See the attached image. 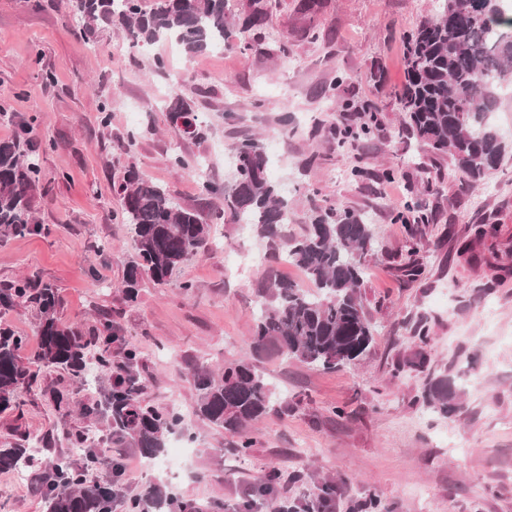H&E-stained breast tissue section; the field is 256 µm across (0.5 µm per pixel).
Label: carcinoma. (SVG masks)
Listing matches in <instances>:
<instances>
[{"mask_svg": "<svg viewBox=\"0 0 512 512\" xmlns=\"http://www.w3.org/2000/svg\"><path fill=\"white\" fill-rule=\"evenodd\" d=\"M435 13L425 17L406 37L405 73L399 97L407 131L436 155L450 156L458 172L473 186L508 156L507 146L486 114L500 105L498 93L512 86V13L505 0H480L484 12L470 10V0H437ZM82 32L100 25L124 31L134 42L149 44L174 38L192 56L212 49L235 35L239 46L262 30L269 14L267 0H249L236 17L229 0H157L147 11L142 0H67ZM328 127L317 122L311 130L338 146L355 144L371 133L375 107L362 109L360 121L346 117ZM170 120L183 124L184 133L202 140L209 124L185 99L172 102ZM0 140V241L38 235L34 221V191L40 167L25 135ZM270 160L255 138L245 137L231 150L229 174L219 188L205 181L207 193L222 192L224 213L238 224L256 227L270 248L285 253L288 262L301 268L315 291H303L279 280L267 288L269 301L249 337L251 357L224 364L214 373L199 367L193 374L195 413L203 421L237 435L234 451L247 454L254 439L249 422L288 408L274 398L269 382L255 361L270 347L298 361L334 370L366 354L372 337V318L360 294L365 261L374 250L372 225L352 211L338 212L331 205L316 206L303 234L290 236L288 195L269 176ZM118 193L121 217L133 233L134 255L127 263L122 297L138 300L144 282L168 283L181 266L205 249L210 236L199 210L179 205L163 187L144 180L133 167L126 170ZM395 221L418 226L428 215L412 202ZM32 306L36 310L38 349L21 356L24 338L0 326V414L14 413L24 405V394L44 367L64 370L74 379L86 380L93 369L104 387L110 411L112 436L141 450L153 461L163 454L167 437L176 433L183 417L176 408L143 403L138 351L128 345L121 329L106 312L98 325L86 331L59 318L61 298L54 288L30 278L0 288V319L10 311ZM95 352V364L87 355ZM423 401L452 416L461 409L454 382L446 374L429 377ZM73 448H85L76 463L59 456L45 482L46 512H112L121 502L123 512H167L171 497L155 487L126 498L110 483L88 479L90 472L107 467L89 450L86 432L63 435ZM35 449L23 444L0 448V472L22 471L32 465Z\"/></svg>", "mask_w": 512, "mask_h": 512, "instance_id": "cac0c4a2", "label": "carcinoma"}]
</instances>
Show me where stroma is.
<instances>
[{"instance_id": "stroma-1", "label": "stroma", "mask_w": 512, "mask_h": 512, "mask_svg": "<svg viewBox=\"0 0 512 512\" xmlns=\"http://www.w3.org/2000/svg\"><path fill=\"white\" fill-rule=\"evenodd\" d=\"M298 2L269 0V22L249 50L190 56L168 39L137 45L106 27L81 34L66 0H0V139L32 123L41 168L34 216L46 228L0 243V287L23 276L51 284L66 324L89 328L111 313L139 350L145 399L183 414V432L169 441L185 452L165 464L109 444L110 458L126 466L118 481L124 496L161 486L171 512L217 501L234 512L274 472L276 496L257 500L252 512L280 504L351 512L370 497L387 512H512V159L465 190L450 157L433 156L402 127L404 40L435 0H324L315 15L299 12ZM46 73L51 82H43ZM175 93L211 122L208 139H187L171 124ZM345 103L380 107L376 129L353 150L311 135L315 122L336 121ZM131 130L141 133L132 148ZM252 135L272 148L274 177L288 188L290 233H303L322 196L373 224L377 243L361 293L375 335L365 357L334 371L277 353L260 357L288 408L249 424L256 443L242 456L230 434L195 415L191 370L249 356L261 290L271 281L309 286L256 231L220 220L223 195L202 190L206 181L223 184L229 147ZM177 153L206 158L207 176L174 167ZM311 154L317 162L303 167ZM357 165L367 177H351ZM131 166L201 211L211 237L173 282L144 285L128 306L119 286L134 243L115 187ZM387 168L393 178L383 177ZM411 199L432 215L414 279L398 269L408 233L393 221ZM476 224L496 225V237L471 245ZM185 281L191 290L182 289ZM422 320L431 336L423 372L406 365ZM430 371L455 380L463 406L456 416L423 404ZM54 389L77 404L104 401L102 383L41 371L21 413L0 416V448L26 436L53 442L24 474L0 472V512H45L39 484L51 460L71 452L64 433L90 424L79 411L58 412ZM323 481L338 492L322 511L314 493Z\"/></svg>"}]
</instances>
